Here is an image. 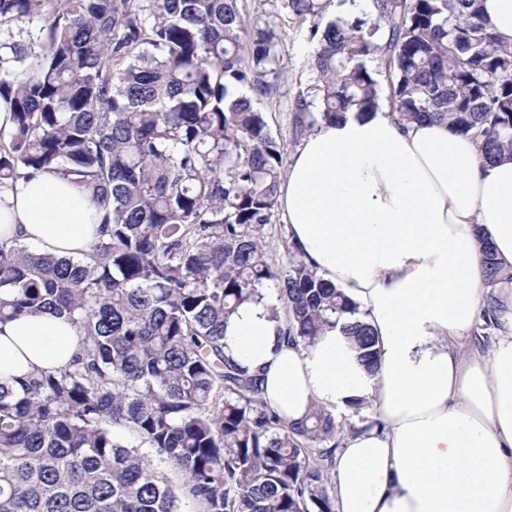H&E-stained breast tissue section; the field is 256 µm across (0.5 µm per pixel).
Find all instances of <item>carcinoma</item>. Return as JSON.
I'll return each instance as SVG.
<instances>
[{
  "mask_svg": "<svg viewBox=\"0 0 512 512\" xmlns=\"http://www.w3.org/2000/svg\"><path fill=\"white\" fill-rule=\"evenodd\" d=\"M327 6L285 0L317 42L300 131L377 109L384 75L396 120L445 121L484 163L512 155V48L482 0H366L324 24ZM282 74L279 37L239 0H0V186L57 174L100 224L76 260L0 243V321L51 311L80 332L68 363L0 383V512H336L334 417L283 420L224 353L230 317L273 287L293 344L341 322L367 371L379 359L357 304L292 246L282 265L266 253L284 149L242 89ZM481 251L488 329L512 271Z\"/></svg>",
  "mask_w": 512,
  "mask_h": 512,
  "instance_id": "cac0c4a2",
  "label": "carcinoma"
}]
</instances>
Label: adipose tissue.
I'll return each mask as SVG.
<instances>
[{
    "instance_id": "obj_1",
    "label": "adipose tissue",
    "mask_w": 512,
    "mask_h": 512,
    "mask_svg": "<svg viewBox=\"0 0 512 512\" xmlns=\"http://www.w3.org/2000/svg\"><path fill=\"white\" fill-rule=\"evenodd\" d=\"M288 237L362 311L379 339L366 371L341 328L300 348L270 296L242 305L225 352L262 375L281 418L311 406L381 425L335 453L336 512H512V290L492 350L473 336L483 305L480 239L512 268V157L480 162L471 136L347 113L308 134L278 196ZM86 192L51 173L0 189V241L79 259L97 226ZM78 332L50 313L0 323V382L68 361Z\"/></svg>"
}]
</instances>
